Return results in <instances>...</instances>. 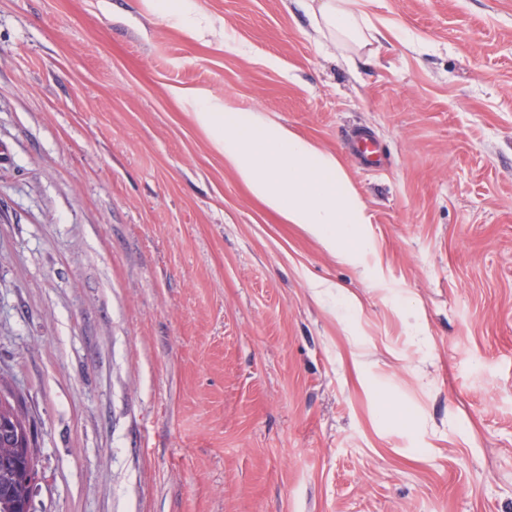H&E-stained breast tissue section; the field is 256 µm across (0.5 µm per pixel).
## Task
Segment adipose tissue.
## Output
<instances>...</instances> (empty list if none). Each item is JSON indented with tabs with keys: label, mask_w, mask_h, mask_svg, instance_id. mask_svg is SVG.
Masks as SVG:
<instances>
[{
	"label": "adipose tissue",
	"mask_w": 512,
	"mask_h": 512,
	"mask_svg": "<svg viewBox=\"0 0 512 512\" xmlns=\"http://www.w3.org/2000/svg\"><path fill=\"white\" fill-rule=\"evenodd\" d=\"M318 43L354 51L367 47L374 26L366 0H308ZM193 120L251 194L335 251L345 261L366 248L370 216L338 158L260 109L217 111L209 104Z\"/></svg>",
	"instance_id": "adipose-tissue-1"
}]
</instances>
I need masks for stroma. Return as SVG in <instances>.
<instances>
[{"label": "stroma", "mask_w": 512, "mask_h": 512, "mask_svg": "<svg viewBox=\"0 0 512 512\" xmlns=\"http://www.w3.org/2000/svg\"><path fill=\"white\" fill-rule=\"evenodd\" d=\"M368 11L349 59L302 0H0V373L34 512H512V0ZM204 100L339 158L358 262L251 195ZM352 141L350 149L359 158L362 165L372 167L378 163L379 149L373 137L358 133Z\"/></svg>", "instance_id": "obj_1"}]
</instances>
